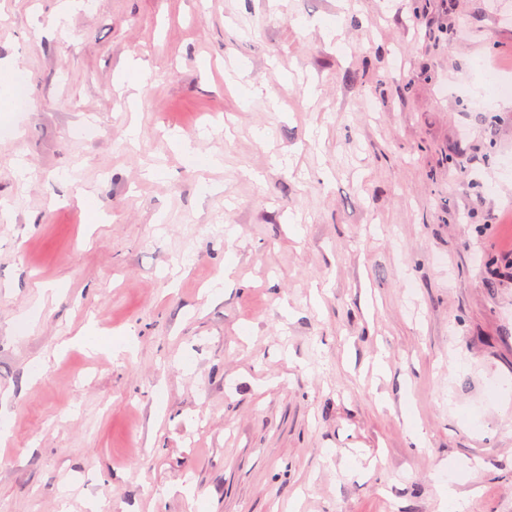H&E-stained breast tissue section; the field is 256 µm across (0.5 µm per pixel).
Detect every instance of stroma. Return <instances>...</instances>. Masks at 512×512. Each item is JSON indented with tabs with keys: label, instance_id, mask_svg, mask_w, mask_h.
<instances>
[{
	"label": "stroma",
	"instance_id": "stroma-1",
	"mask_svg": "<svg viewBox=\"0 0 512 512\" xmlns=\"http://www.w3.org/2000/svg\"><path fill=\"white\" fill-rule=\"evenodd\" d=\"M59 3L0 0V512H512V0Z\"/></svg>",
	"mask_w": 512,
	"mask_h": 512
}]
</instances>
